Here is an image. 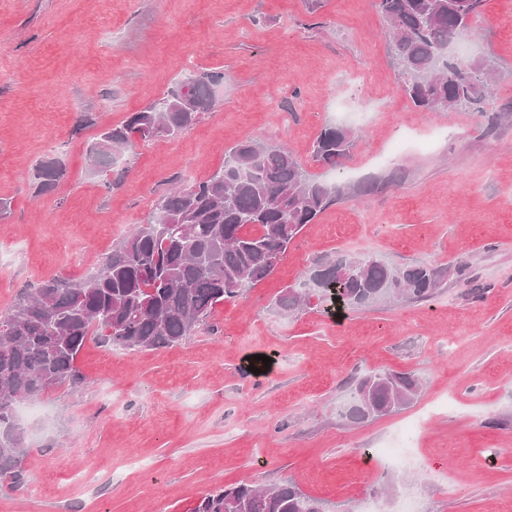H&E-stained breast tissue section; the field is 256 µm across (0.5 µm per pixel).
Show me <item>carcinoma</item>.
<instances>
[{
  "mask_svg": "<svg viewBox=\"0 0 512 512\" xmlns=\"http://www.w3.org/2000/svg\"><path fill=\"white\" fill-rule=\"evenodd\" d=\"M485 0H378L403 92L421 110L482 111L496 61L460 56L453 44L469 37ZM221 72L201 70L125 121L102 130L88 156L107 169L115 154L159 136L189 130L214 105ZM355 143L344 124L325 126L313 158L336 166ZM60 158L35 171L38 191L65 178ZM343 187L307 172L291 151L251 138L224 151V166L205 180L168 191L151 219L112 246L96 271L57 277L23 292L0 314V482H27L17 407L50 389L85 383L76 360L90 338L129 350L182 344L210 323L224 301L270 276L304 227L341 200ZM443 272L427 264L392 267L367 255L322 262L283 288L275 308L290 315L312 306L334 316L379 302L430 301ZM421 382L412 373L375 369L360 377L337 414L354 422L397 413L412 404ZM191 512H326L324 504L288 481L270 489L240 483L202 496Z\"/></svg>",
  "mask_w": 512,
  "mask_h": 512,
  "instance_id": "obj_1",
  "label": "carcinoma"
}]
</instances>
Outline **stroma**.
<instances>
[{
	"mask_svg": "<svg viewBox=\"0 0 512 512\" xmlns=\"http://www.w3.org/2000/svg\"><path fill=\"white\" fill-rule=\"evenodd\" d=\"M474 54L501 78L483 112L512 113V0H486ZM222 72L216 105L181 136L137 141L92 171L101 129L160 99L182 64ZM95 126L76 131L83 113ZM429 112L400 90L376 0H0V313L21 289L94 272L172 180L189 185L252 138L293 149L318 179L375 182L306 225L274 273L179 346L88 341L85 386L21 405L28 481L0 512H190L219 486L294 480L327 512H512V123ZM358 138L342 172L312 159L330 123ZM408 140L385 154L396 127ZM67 175L36 190V166ZM447 269L432 301L332 320L286 317L276 294L325 256ZM268 368L249 370L255 356ZM416 372L404 410L340 418L374 369ZM424 458L374 449L401 435ZM66 165L60 158L42 162L35 171L38 191L50 192L65 178Z\"/></svg>",
	"mask_w": 512,
	"mask_h": 512,
	"instance_id": "1",
	"label": "stroma"
}]
</instances>
